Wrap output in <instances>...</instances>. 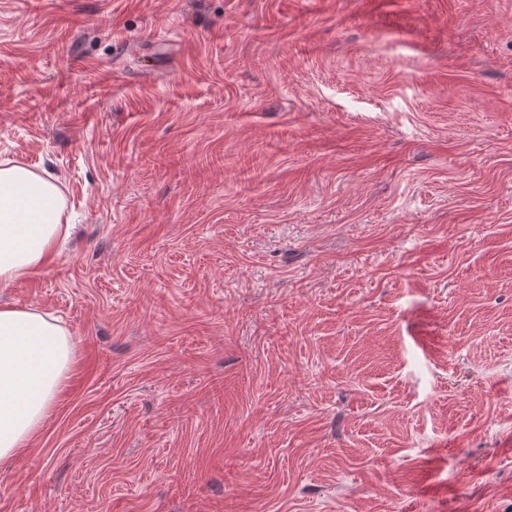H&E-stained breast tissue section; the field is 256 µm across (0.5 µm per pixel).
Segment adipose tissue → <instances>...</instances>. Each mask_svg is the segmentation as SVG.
<instances>
[{
    "label": "adipose tissue",
    "mask_w": 512,
    "mask_h": 512,
    "mask_svg": "<svg viewBox=\"0 0 512 512\" xmlns=\"http://www.w3.org/2000/svg\"><path fill=\"white\" fill-rule=\"evenodd\" d=\"M51 173L0 162V285L44 267L69 235ZM75 364L68 330L35 308L0 307V462L30 447Z\"/></svg>",
    "instance_id": "ef3b65f1"
}]
</instances>
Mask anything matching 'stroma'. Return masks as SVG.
<instances>
[{
	"instance_id": "1",
	"label": "stroma",
	"mask_w": 512,
	"mask_h": 512,
	"mask_svg": "<svg viewBox=\"0 0 512 512\" xmlns=\"http://www.w3.org/2000/svg\"><path fill=\"white\" fill-rule=\"evenodd\" d=\"M2 159L77 363L0 512H512V0H0ZM58 179L10 161L0 162V285L8 287L44 267L69 235L62 224Z\"/></svg>"
}]
</instances>
